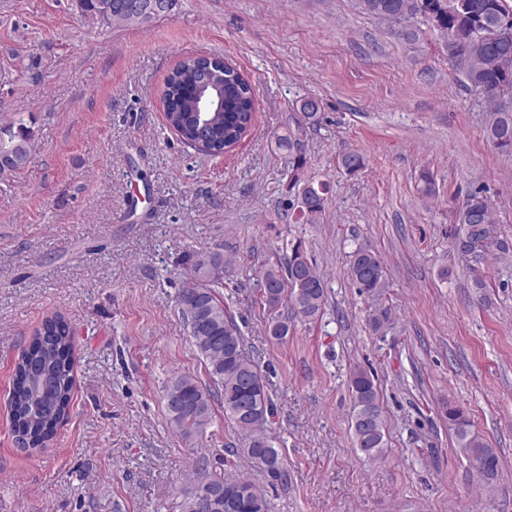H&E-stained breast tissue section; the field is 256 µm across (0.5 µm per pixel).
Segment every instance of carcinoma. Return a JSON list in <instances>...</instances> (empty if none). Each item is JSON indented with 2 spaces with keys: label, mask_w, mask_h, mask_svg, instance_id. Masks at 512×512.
<instances>
[{
  "label": "carcinoma",
  "mask_w": 512,
  "mask_h": 512,
  "mask_svg": "<svg viewBox=\"0 0 512 512\" xmlns=\"http://www.w3.org/2000/svg\"><path fill=\"white\" fill-rule=\"evenodd\" d=\"M119 0H77L83 17L113 28H129L149 22V14L122 9L106 11L102 5ZM361 11L384 22H403L400 37L414 48L422 30L418 19L432 22L442 40L448 61L453 63L468 85L491 104L487 137L501 153L512 156V110H505L501 99L512 93V40L504 43L487 32L512 19V0H469L464 12H448V0H358ZM205 95L218 102L217 111L201 112L194 95ZM167 121L187 145H201L219 154L238 143L249 131L255 112L252 84L232 65L219 76L206 58L182 60L168 74L162 94ZM309 124L318 122L319 102L304 98L297 106ZM30 162L29 131L17 127L0 128V175L16 173ZM342 168L350 175L365 166L363 155L344 152ZM298 219L319 224L325 209V185L301 182L294 177ZM451 246L457 255L474 253L507 255L512 243L506 238L488 243L496 232L489 199L480 191L468 194L457 213ZM192 281L182 289L178 304L192 345L202 357L210 383L203 384L193 374H178L165 387V408L170 426L185 439L203 435L211 424L214 403L248 436L243 452L252 470L271 483L288 486V465L269 435L276 407L267 392L259 364L246 352L244 337L235 317L219 298L212 284L220 281L224 260L213 256L192 264ZM350 276L360 292L381 295L388 288L384 265L367 248L353 252ZM261 305L269 314L267 334L276 341L290 333L289 321L312 322L322 313L326 289L323 278L309 263L300 246L292 248L287 261L260 271ZM289 301L292 314L277 313ZM73 333L60 317L45 320L33 336L15 367L11 397L13 433L22 448L34 453L54 436L58 423L68 414L74 395ZM354 408L351 418L354 446L364 459L374 462L386 448V422L374 377L357 366L348 380ZM448 424L454 430L457 447L479 478L487 485L498 475L499 458L471 428L465 411L448 406ZM195 477L181 491L180 512H198L197 500L215 496L212 512H269L267 499L248 476L208 473L204 458L196 461Z\"/></svg>",
  "instance_id": "carcinoma-1"
}]
</instances>
